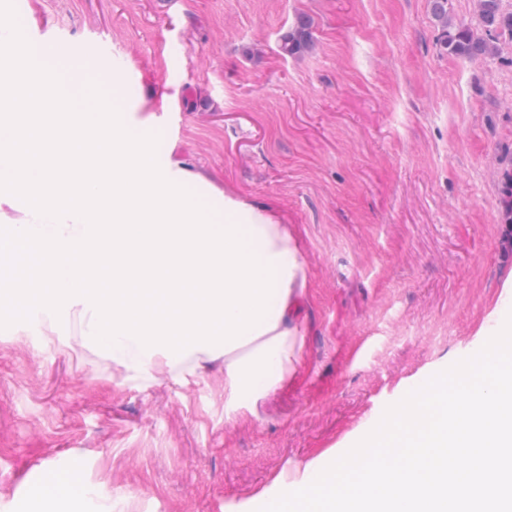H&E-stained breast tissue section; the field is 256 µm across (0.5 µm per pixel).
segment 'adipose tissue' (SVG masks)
Segmentation results:
<instances>
[{"mask_svg":"<svg viewBox=\"0 0 512 512\" xmlns=\"http://www.w3.org/2000/svg\"><path fill=\"white\" fill-rule=\"evenodd\" d=\"M249 224L254 228V250L262 257L272 258L277 268L276 313L262 321L260 336L225 355L197 349L168 365L172 382L184 386L204 364L223 360L224 415L228 418L256 414L260 401L295 375L303 351V339L290 322L298 306L292 288L300 268L298 256L281 225L269 223L255 211L250 214ZM29 495L47 501L86 500L91 504L90 512H113L114 508L111 493L93 489L86 483L83 462L77 456L65 467L48 470Z\"/></svg>","mask_w":512,"mask_h":512,"instance_id":"obj_1","label":"adipose tissue"}]
</instances>
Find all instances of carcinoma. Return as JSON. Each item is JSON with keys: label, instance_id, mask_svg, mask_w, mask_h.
<instances>
[{"label": "carcinoma", "instance_id": "cac0c4a2", "mask_svg": "<svg viewBox=\"0 0 512 512\" xmlns=\"http://www.w3.org/2000/svg\"><path fill=\"white\" fill-rule=\"evenodd\" d=\"M476 23L456 21L448 10L449 0H429L439 31L440 48L449 55L470 61L497 59L512 45V11L503 10L502 0H473ZM313 45L311 23L299 19L281 38V51L297 55ZM501 194L504 223L512 224V153L501 161Z\"/></svg>", "mask_w": 512, "mask_h": 512}]
</instances>
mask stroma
Returning <instances> with one entry per match:
<instances>
[{"instance_id":"35a3bbf8","label":"stroma","mask_w":512,"mask_h":512,"mask_svg":"<svg viewBox=\"0 0 512 512\" xmlns=\"http://www.w3.org/2000/svg\"><path fill=\"white\" fill-rule=\"evenodd\" d=\"M35 51H95L125 120L169 124L161 165L215 205L283 225L301 268L297 374L224 417V364L196 384L122 381L83 341L0 329V512H86L26 490L84 462L115 512H254L282 475L354 446L421 378L512 312V63L442 54L429 0H14ZM313 46L287 56L298 19ZM501 194L504 224H512V153L501 161Z\"/></svg>"}]
</instances>
